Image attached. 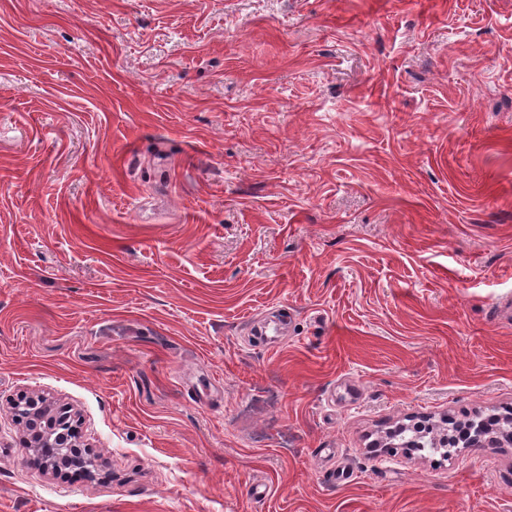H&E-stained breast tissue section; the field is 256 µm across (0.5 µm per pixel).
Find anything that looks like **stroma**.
I'll use <instances>...</instances> for the list:
<instances>
[{"instance_id":"obj_1","label":"stroma","mask_w":512,"mask_h":512,"mask_svg":"<svg viewBox=\"0 0 512 512\" xmlns=\"http://www.w3.org/2000/svg\"><path fill=\"white\" fill-rule=\"evenodd\" d=\"M511 411L512 0H0V512H512L386 447ZM18 421H20L29 432V448H56L53 452V458L50 462L45 461L43 469L51 473L54 477L61 476L67 469L82 467L88 473L97 470L98 459L88 449L87 445L80 444L78 431L70 423L71 414L58 408L51 401L44 398H35L31 395L21 394L11 403ZM61 412L67 420L70 427L69 436L64 435L58 438L59 432H65L66 429L58 428L54 432L56 437L53 441L48 437L49 426L56 422L57 414ZM76 435V438L73 437ZM93 462V467L88 464Z\"/></svg>"}]
</instances>
